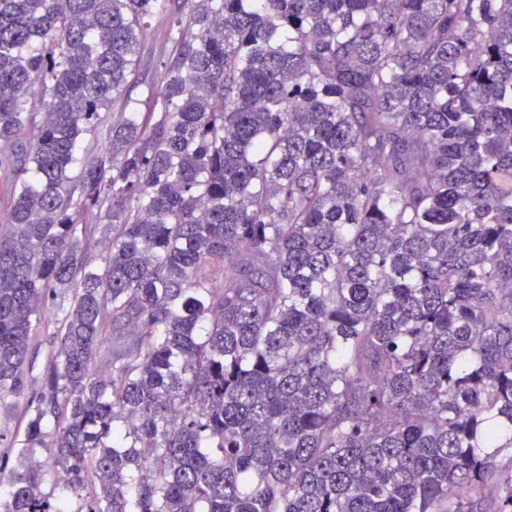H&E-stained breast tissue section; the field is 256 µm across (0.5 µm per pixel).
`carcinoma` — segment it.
Returning <instances> with one entry per match:
<instances>
[{
	"label": "carcinoma",
	"mask_w": 512,
	"mask_h": 512,
	"mask_svg": "<svg viewBox=\"0 0 512 512\" xmlns=\"http://www.w3.org/2000/svg\"><path fill=\"white\" fill-rule=\"evenodd\" d=\"M0 175V512H512V0H0ZM169 27V15L158 11L149 19L148 33L140 46L141 65L139 76L144 75L147 83L155 86L161 84V62L165 60L168 46L164 40V32ZM58 313V309L50 302L43 317L41 331L38 336H34L29 347L26 370L33 389L39 385L57 347L53 332ZM30 391L24 398L7 399L0 408V458L9 459L11 462L16 460L18 448H10L11 443L19 434L24 421L26 406L30 398Z\"/></svg>",
	"instance_id": "cac0c4a2"
}]
</instances>
